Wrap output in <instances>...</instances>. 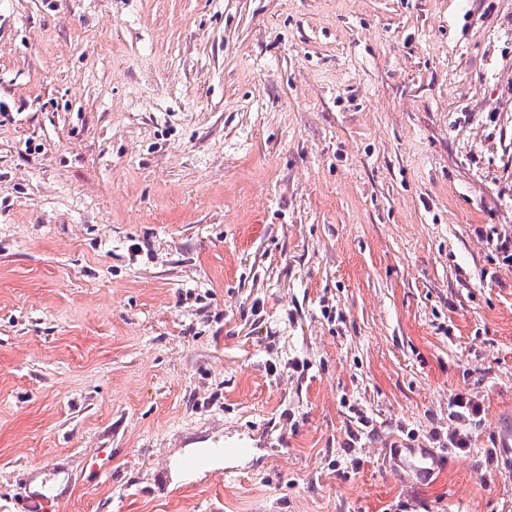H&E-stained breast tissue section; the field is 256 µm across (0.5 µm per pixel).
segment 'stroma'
<instances>
[{"label":"stroma","mask_w":512,"mask_h":512,"mask_svg":"<svg viewBox=\"0 0 512 512\" xmlns=\"http://www.w3.org/2000/svg\"><path fill=\"white\" fill-rule=\"evenodd\" d=\"M511 418L512 0H0V512H512ZM389 448L396 460L397 469L416 480L431 476L440 465V457L429 448H411L410 446Z\"/></svg>","instance_id":"35a3bbf8"}]
</instances>
